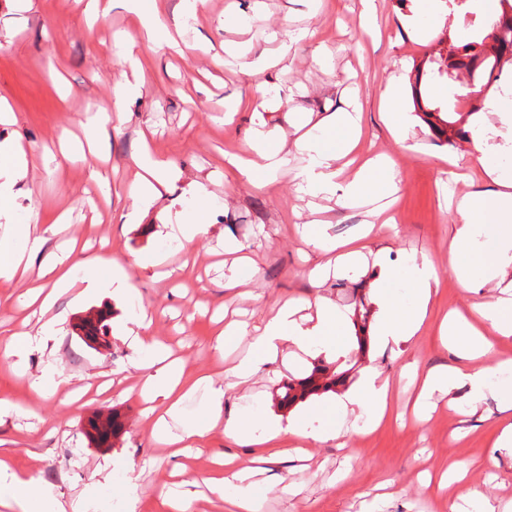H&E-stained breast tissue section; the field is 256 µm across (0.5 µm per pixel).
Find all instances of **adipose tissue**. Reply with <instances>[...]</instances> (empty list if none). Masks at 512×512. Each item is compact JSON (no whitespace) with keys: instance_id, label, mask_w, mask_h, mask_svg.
Listing matches in <instances>:
<instances>
[{"instance_id":"adipose-tissue-1","label":"adipose tissue","mask_w":512,"mask_h":512,"mask_svg":"<svg viewBox=\"0 0 512 512\" xmlns=\"http://www.w3.org/2000/svg\"><path fill=\"white\" fill-rule=\"evenodd\" d=\"M138 15L140 27L119 44L121 54L130 70H137V47H161V33L168 26L158 15L143 11L141 0H127ZM138 83L122 79L112 96L99 109L97 120L90 123L87 137L95 150H102L109 131L111 115H123L129 99L140 95ZM256 120V129L249 145L247 159H234L249 182L261 187L273 179L284 167L294 169L299 192L313 197L333 200L342 205H359L374 199H385L396 190V177L388 158L382 155L364 159L351 176L342 180L343 159L352 153L360 138L361 116L358 111L340 110L315 117L313 124L293 143L277 139L267 129L265 113L274 111L276 104L266 95L253 97L247 104ZM27 171L26 152L21 145L8 143L0 146V216L8 215L15 195V187ZM166 161L142 151L135 160V185L141 199L163 197L168 189ZM496 189L467 194L459 202L452 217L453 236L449 253L451 268L464 286L490 283L498 289V296L475 301L469 313L452 311L440 325V339L444 346L456 350L459 365L443 370L431 369L419 374L410 367L405 377L421 376V401L434 394L452 395L462 392L470 406H478L487 396L499 398L504 407L512 409V388L494 386V373L507 371L512 362L486 364L499 336L512 335V180L496 177ZM68 222L67 213H59L49 230L38 225L17 224L11 237H0V278L12 279L18 272L36 269L38 278H50L54 287L71 285L81 266L71 252L53 257L41 265H32L30 258L37 254L46 233L63 231ZM406 283L412 293L411 303H403L395 286ZM438 284L436 270L427 256H411L403 265L381 264L378 286L373 300L379 309L377 342L379 345L405 343L420 330ZM145 312L133 314L129 330L133 343L141 355L136 364L139 372V396L148 402V414L153 417L152 438L156 444L170 448L172 454H184L187 448L215 428H223L224 435L236 442L260 447L251 467H239L234 457L218 454L216 468L207 480L211 493L230 506L231 512H261L256 494L257 478L263 464L269 463L266 448L272 447L282 435L290 434L307 444L338 440L344 437L348 419L364 420L372 429L387 416L399 382L382 377L373 369L366 370L357 389L338 396L335 403L323 408V419L314 429H306L298 420L271 419L257 423L256 419L237 414H225V385L216 383L212 375L187 376L177 360L154 336L147 334ZM344 314L330 300L315 299L312 311L300 315L297 306L284 303L276 313L253 334H246L239 325H230L220 331L215 341L216 352H223L226 341L249 335L250 352L228 375L237 384L248 383L261 363L276 360L285 350L307 353L325 349L344 355L346 343ZM205 394L203 420L184 414V404L197 392ZM163 399V409H155L156 399ZM0 506L10 512H64L52 485L42 483L36 475L22 476L0 461Z\"/></svg>"}]
</instances>
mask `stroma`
I'll return each mask as SVG.
<instances>
[{
  "label": "stroma",
  "instance_id": "obj_1",
  "mask_svg": "<svg viewBox=\"0 0 512 512\" xmlns=\"http://www.w3.org/2000/svg\"><path fill=\"white\" fill-rule=\"evenodd\" d=\"M418 2L374 0L378 31L371 34L359 22L361 0H207L184 34V53L142 51L143 93L108 137L111 161L101 166L97 181L91 161L81 155L50 173L40 155L57 149L62 132L81 135L82 122L112 97L122 72L114 37L136 29L125 0H112L110 14L99 21L76 0H28L22 10L15 0H0V99L13 112L12 122L0 125V142L21 143L28 159L0 233L7 224L26 223L34 208L44 225L70 210V237L96 260L89 274L109 279L116 258L131 263L134 287L128 298L108 290H60L51 310L58 319L55 334L14 360L0 359V459L18 474L40 475L62 502H84L88 512H108V500L124 497L125 473L132 469L143 489L136 512H166L159 491L177 466L199 479L210 473L214 453L235 454L245 466L253 451L218 431L189 457L156 446L144 402L124 393L137 359L126 337L133 303L145 307L153 336L181 360L186 374L220 376L246 353L249 339L238 338L216 356L219 317L250 330L278 304L317 296L353 314L359 298L372 294L378 274L372 254L380 248L391 264L416 252L438 270L417 336L377 345L375 320L367 318L364 328L348 327L344 357L316 351L265 364L248 389L226 392L225 412L277 411L279 385L318 362L345 371L344 384L336 388L340 394L370 366L394 378L412 361L423 372L458 365L457 354L440 343L439 324L449 311H468L477 295L450 268L451 212L461 195L492 188L487 170L512 174V142L487 109L512 81V60H502L498 81L479 87L477 95L457 97L442 68L471 33L493 34L499 16L487 11L486 0H468L453 17L419 12ZM285 22L315 29L314 36L291 44L285 66L253 75L225 54L231 45L276 57L279 44L269 35ZM392 83L401 90L405 115L399 130L389 127L386 113ZM260 89L292 90V99L270 116L289 143L305 113L334 112L352 100L360 105V154L389 156L396 174L394 226L360 238L363 208H331L324 200L299 197L288 172L256 188L226 165L225 155L247 151L255 124L246 110L225 122L224 102L254 97ZM442 112L451 119L443 135L435 129ZM144 137L156 157L172 164L167 193L149 203L129 194ZM479 141L485 153H477ZM196 180L212 193L213 208L207 235L191 247V225L174 223L169 205L175 200L178 210L192 211L190 185ZM131 210L139 211L138 222L124 223L123 214ZM315 219L324 221L328 241L366 252L363 265L312 284L310 270L328 258L303 235L302 221ZM230 240L255 268L226 262L224 244ZM233 276L239 279L236 289H226ZM29 285L26 276L0 279V338L42 324L41 315L21 302ZM242 292L256 294V301L239 300ZM100 309L110 313V347L97 352L78 339L75 326L82 315ZM49 369L63 384L44 380ZM417 392L412 386L396 394L388 418L376 429L350 434L345 447L333 441L310 447L308 469L277 457L261 477L262 512H448L449 494L423 485L420 474L441 472L451 461L466 469L468 487L490 498L499 512H512V457L500 456L495 466L488 461L512 410L490 396L473 413L466 403L452 407L437 395L434 410L420 419L413 413ZM112 408L125 414V432L113 446L96 447L85 435L87 414Z\"/></svg>",
  "mask_w": 512,
  "mask_h": 512
}]
</instances>
